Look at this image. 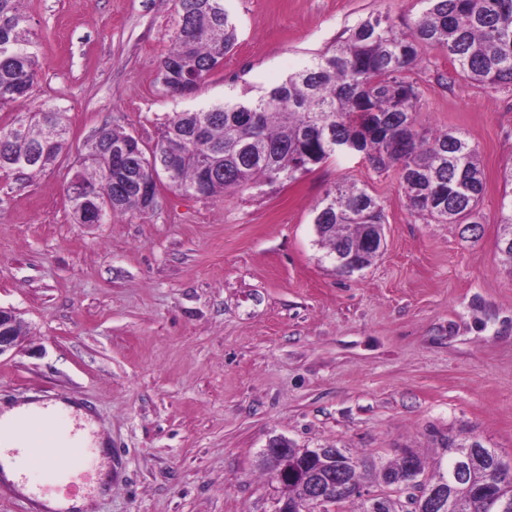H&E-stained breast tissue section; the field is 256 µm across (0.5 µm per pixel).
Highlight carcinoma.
Wrapping results in <instances>:
<instances>
[{
  "label": "carcinoma",
  "mask_w": 512,
  "mask_h": 512,
  "mask_svg": "<svg viewBox=\"0 0 512 512\" xmlns=\"http://www.w3.org/2000/svg\"><path fill=\"white\" fill-rule=\"evenodd\" d=\"M177 2L176 32L158 82L183 95L224 64L237 29L224 0ZM421 2L422 11L399 24L381 15L359 21L258 97L173 113L148 151L119 129H99L102 143L127 149L125 162L112 168L116 204L104 210L102 223L111 222L115 210L145 211L141 185L165 168L173 187L191 193L203 181L201 194L214 196L292 181L336 154L361 152L376 169L399 166L412 214L477 230L484 193L478 148L460 131L429 136L416 128L420 92L411 72L429 46L448 56L459 76L512 84V0ZM26 23L23 0H0V110L30 97L38 82L41 62ZM67 128L66 110L55 104L17 113L11 127L0 129V170H46L66 151ZM86 162L77 177L104 184L105 155L93 149ZM313 224L327 257L345 273L352 255L364 266L374 260L372 242L383 235L385 216L366 188L344 181L315 206ZM500 229L497 247L512 267V194L502 199ZM298 463L325 483L338 472L320 458ZM352 483L361 484L356 470L336 480V503L355 499ZM482 483L478 470L462 474L452 512H512V477L502 479L497 502L472 493Z\"/></svg>",
  "instance_id": "1"
}]
</instances>
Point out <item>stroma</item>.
I'll use <instances>...</instances> for the list:
<instances>
[{
  "label": "stroma",
  "mask_w": 512,
  "mask_h": 512,
  "mask_svg": "<svg viewBox=\"0 0 512 512\" xmlns=\"http://www.w3.org/2000/svg\"><path fill=\"white\" fill-rule=\"evenodd\" d=\"M238 43L187 96L159 64L175 0H25L42 69L25 108L67 112L70 149L38 175L0 172V306L24 322L0 356V404L90 408L111 454L95 512H273L264 450L406 452L430 478L442 439L466 429L512 459V268L497 248L512 166V84L454 76L424 48L417 129H460L485 175L481 226L411 216L398 166L360 153L291 183L205 197L161 183L154 210L77 224L66 188L102 126L152 148L165 117L261 94L369 15L420 0H224ZM381 204L384 248L342 274L313 207L337 183Z\"/></svg>",
  "instance_id": "35a3bbf8"
}]
</instances>
